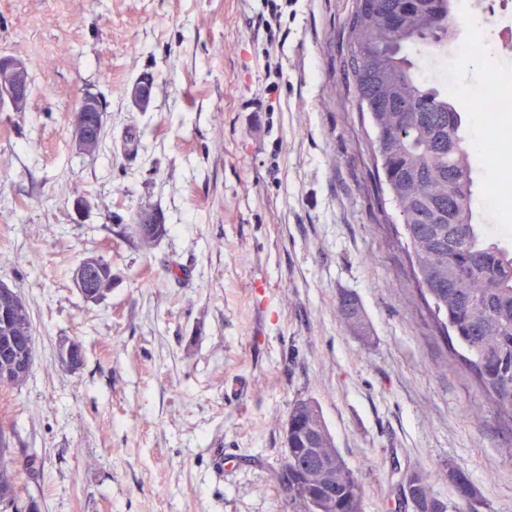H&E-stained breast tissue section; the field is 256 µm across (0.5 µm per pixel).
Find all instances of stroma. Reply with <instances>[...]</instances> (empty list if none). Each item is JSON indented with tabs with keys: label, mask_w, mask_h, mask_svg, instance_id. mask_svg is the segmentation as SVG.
I'll use <instances>...</instances> for the list:
<instances>
[{
	"label": "stroma",
	"mask_w": 512,
	"mask_h": 512,
	"mask_svg": "<svg viewBox=\"0 0 512 512\" xmlns=\"http://www.w3.org/2000/svg\"><path fill=\"white\" fill-rule=\"evenodd\" d=\"M355 0H293L274 45L271 0H0V53L25 62L27 111L0 105V282L25 300L35 355L0 388V443L17 472L0 512H289L274 472L291 404L321 407L364 481V512H412L432 471L459 504L512 512V426L437 335L383 196L369 122L346 87ZM469 59L429 58L466 117L477 223L512 249V210L488 207L482 142L497 31L461 22ZM155 80L139 111L128 89ZM104 111V149L77 154L73 111ZM137 143L128 146L129 133ZM167 232L143 249L142 210ZM112 266L84 302L72 271ZM355 296V336L337 308ZM83 344V363L59 361ZM98 264L92 277V288L98 298L103 300L112 290V266L100 257H91Z\"/></svg>",
	"instance_id": "stroma-1"
}]
</instances>
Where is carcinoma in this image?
Returning a JSON list of instances; mask_svg holds the SVG:
<instances>
[{
    "label": "carcinoma",
    "mask_w": 512,
    "mask_h": 512,
    "mask_svg": "<svg viewBox=\"0 0 512 512\" xmlns=\"http://www.w3.org/2000/svg\"><path fill=\"white\" fill-rule=\"evenodd\" d=\"M456 0H355L347 22L349 83L358 112L368 114L377 179L393 201L404 231L405 252L417 291L461 365L474 377L497 415L512 424V249L490 240L475 223L472 161L464 146L465 116L439 87L418 76L409 52L442 54L448 33L457 30ZM167 232L153 216L140 215L136 235L151 248ZM92 277L98 299L112 291V266L100 257ZM339 310L359 336L368 334L363 314L351 297ZM34 350L31 318L24 301L0 322V357L11 341ZM312 425L304 401H295L288 422ZM322 452L336 457V469L319 468L310 450L294 449L288 467L331 493L317 498L318 509L286 492L275 474L290 512H362L363 482L346 463L321 422ZM0 448V502L14 497L16 475ZM458 498L471 507L475 491L461 473H451ZM435 475L415 471L405 497L413 512H448L432 489Z\"/></svg>",
    "instance_id": "1"
}]
</instances>
